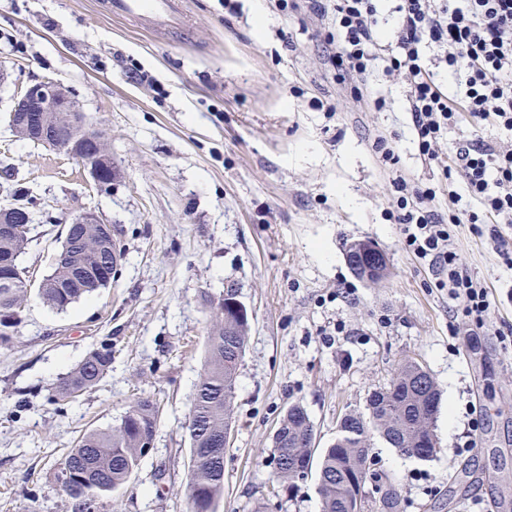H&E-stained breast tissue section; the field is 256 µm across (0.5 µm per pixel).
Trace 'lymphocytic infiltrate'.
Wrapping results in <instances>:
<instances>
[{"label": "lymphocytic infiltrate", "mask_w": 512, "mask_h": 512, "mask_svg": "<svg viewBox=\"0 0 512 512\" xmlns=\"http://www.w3.org/2000/svg\"><path fill=\"white\" fill-rule=\"evenodd\" d=\"M377 0H306L315 16L332 19L326 40L339 75L367 77L376 69L402 74L412 130L420 155L438 159L436 145L450 129L468 125V136L452 143L440 161L448 185L447 209L435 200L441 185L393 179L395 195L387 213L400 226L404 248L436 274L476 329L486 326L491 295L463 264L453 247L455 229L469 225L488 236L512 266V246L489 224H512V148L485 140L487 126L512 131V0H398L391 32H384ZM392 45H384V36ZM439 50L427 62L423 50ZM457 81L455 94L442 87L438 70Z\"/></svg>", "instance_id": "1"}]
</instances>
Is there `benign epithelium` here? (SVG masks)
<instances>
[{"label":"benign epithelium","instance_id":"benign-epithelium-1","mask_svg":"<svg viewBox=\"0 0 512 512\" xmlns=\"http://www.w3.org/2000/svg\"><path fill=\"white\" fill-rule=\"evenodd\" d=\"M8 122L20 137L76 160L96 187L112 184L116 177L103 130L89 121L78 102L58 83L41 80L28 85L8 111ZM366 250L376 260L365 278L382 274L386 253L370 240H356L350 251Z\"/></svg>","mask_w":512,"mask_h":512}]
</instances>
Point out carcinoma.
<instances>
[{"label": "carcinoma", "mask_w": 512, "mask_h": 512, "mask_svg": "<svg viewBox=\"0 0 512 512\" xmlns=\"http://www.w3.org/2000/svg\"><path fill=\"white\" fill-rule=\"evenodd\" d=\"M33 227L13 224L0 233V261L11 262L16 288H0V347L12 343L21 322L26 268L20 258L34 241ZM114 236L103 224H73L67 228L52 271L37 289L43 301L64 310L102 288L118 275ZM215 324L206 340V356L185 423L190 454L200 448L224 449V432L232 428L238 370L246 348L249 320L224 310L222 300L212 303ZM112 367V344L91 350L58 385L49 399L66 404L96 386ZM440 390L421 365L405 361L389 384L371 391L366 412L350 411L340 419L336 440L327 448L315 447L314 425L299 403L288 406L273 437L276 476L283 482L297 479L300 462L318 473L321 512H352L362 483L378 482L386 472L366 468L374 439L398 455L428 461L437 453L435 422ZM160 407L153 399H139L119 425L82 435L55 465L54 479L71 504L72 512H103L105 500L124 487L138 468L145 447L154 441ZM224 496V467L197 459L191 466L187 512H218ZM402 487L395 483L386 497L367 500L363 512H400Z\"/></svg>", "instance_id": "cac0c4a2"}]
</instances>
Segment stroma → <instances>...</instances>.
<instances>
[{
	"instance_id": "obj_1",
	"label": "stroma",
	"mask_w": 512,
	"mask_h": 512,
	"mask_svg": "<svg viewBox=\"0 0 512 512\" xmlns=\"http://www.w3.org/2000/svg\"><path fill=\"white\" fill-rule=\"evenodd\" d=\"M182 6L193 28L158 33L103 0H0V207L19 187L40 203L21 264L34 279L48 274L65 224L85 211L112 224L124 250L117 279L67 310L29 291L0 348V512H71L54 463L142 397L161 405L154 445L107 512H186L184 423L209 301L229 286L250 320L219 512L260 500L271 512H320L316 473L276 481L272 435L288 405L305 407L328 446L341 416L365 410L407 359L442 398L432 460L387 448L376 458L401 481L404 512H512V342L498 335L512 327V270L490 240L457 227V252L495 299L489 333L476 336L404 250L385 215L392 174L372 144L394 142L407 177L435 182L441 170L418 154L402 80L371 78L384 109L357 103L304 0L284 12L269 0ZM48 78L105 131L119 173L111 194L10 128L20 89ZM359 239L386 252L385 280L352 273L346 246ZM104 341L110 371L56 409L51 389Z\"/></svg>"
}]
</instances>
